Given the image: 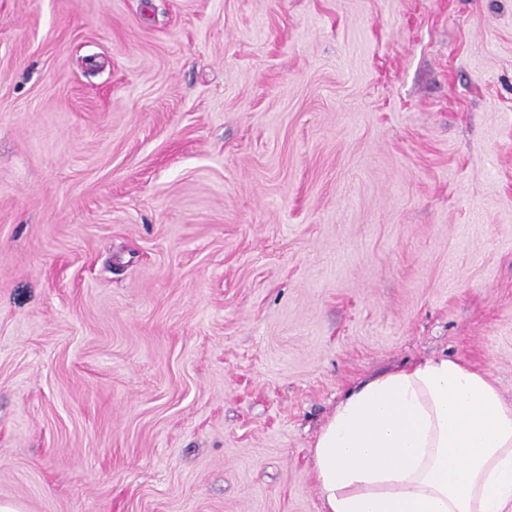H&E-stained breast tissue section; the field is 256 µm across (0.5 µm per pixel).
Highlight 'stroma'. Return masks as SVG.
<instances>
[{"label":"stroma","instance_id":"1","mask_svg":"<svg viewBox=\"0 0 512 512\" xmlns=\"http://www.w3.org/2000/svg\"><path fill=\"white\" fill-rule=\"evenodd\" d=\"M512 401V0H0V501L323 512L343 395Z\"/></svg>","mask_w":512,"mask_h":512}]
</instances>
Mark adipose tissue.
I'll use <instances>...</instances> for the list:
<instances>
[{"instance_id":"obj_1","label":"adipose tissue","mask_w":512,"mask_h":512,"mask_svg":"<svg viewBox=\"0 0 512 512\" xmlns=\"http://www.w3.org/2000/svg\"><path fill=\"white\" fill-rule=\"evenodd\" d=\"M313 459L323 512H512V402L426 359L348 390Z\"/></svg>"}]
</instances>
